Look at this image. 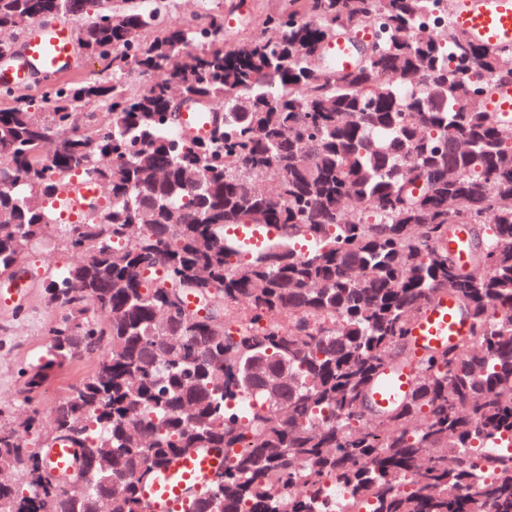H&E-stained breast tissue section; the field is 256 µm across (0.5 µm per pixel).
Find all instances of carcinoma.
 I'll return each instance as SVG.
<instances>
[{
  "label": "carcinoma",
  "mask_w": 512,
  "mask_h": 512,
  "mask_svg": "<svg viewBox=\"0 0 512 512\" xmlns=\"http://www.w3.org/2000/svg\"><path fill=\"white\" fill-rule=\"evenodd\" d=\"M438 0H278L239 46L224 8L187 27L139 5L0 0V30L56 17L104 68L33 94L0 88V277L53 241L46 357L21 369L28 414L0 422V512H149L171 457L224 449L181 512H512V48L430 26ZM338 40L365 53L338 71ZM214 112L180 134L171 89ZM48 108L39 112V105ZM276 226L261 249L224 227ZM472 228L470 269L448 227ZM452 292L469 321L421 356L414 319ZM94 366L44 427L40 392ZM414 385L366 408L387 368ZM54 440L100 485L43 481Z\"/></svg>",
  "instance_id": "carcinoma-1"
}]
</instances>
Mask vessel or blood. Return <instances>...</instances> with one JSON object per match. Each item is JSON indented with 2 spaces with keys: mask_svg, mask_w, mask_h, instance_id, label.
<instances>
[{
  "mask_svg": "<svg viewBox=\"0 0 512 512\" xmlns=\"http://www.w3.org/2000/svg\"><path fill=\"white\" fill-rule=\"evenodd\" d=\"M455 25L473 41L482 45L512 46V0H465L453 5ZM76 24L69 23L51 30L33 28L24 48L26 57L50 73L62 70L70 61L77 43ZM211 112L195 104L181 114L180 130L184 134L204 137L211 131ZM448 248L461 268L471 263L470 237L466 228H453ZM468 321L452 295H437L415 322L412 342L417 351L442 347L466 334ZM413 376L408 366L384 371L372 386L369 396L376 407L387 408L400 401L412 388ZM224 460L220 448H203L191 455L169 460L145 482L143 496L150 512H175L190 492L201 490L211 473Z\"/></svg>",
  "mask_w": 512,
  "mask_h": 512,
  "instance_id": "b4317fda",
  "label": "vessel or blood"
}]
</instances>
